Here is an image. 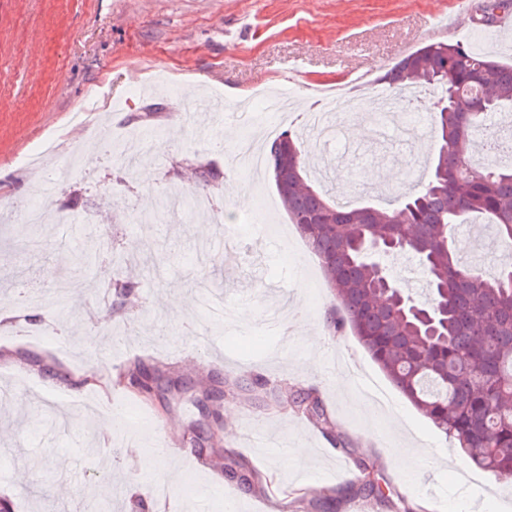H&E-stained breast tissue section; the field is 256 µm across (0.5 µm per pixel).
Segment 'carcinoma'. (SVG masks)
Segmentation results:
<instances>
[{
  "instance_id": "1",
  "label": "carcinoma",
  "mask_w": 512,
  "mask_h": 512,
  "mask_svg": "<svg viewBox=\"0 0 512 512\" xmlns=\"http://www.w3.org/2000/svg\"><path fill=\"white\" fill-rule=\"evenodd\" d=\"M491 81L493 97L480 95ZM396 89L436 85L441 94L429 119L441 145L413 188L378 207L348 208L335 192L311 179L303 137L288 129L263 147L265 166L282 206L318 259L339 314L390 383L458 444L480 469L512 483V257L487 275L462 260L450 231L478 214L496 240L512 245V165H471L468 147L503 104L512 103V63L459 44L431 43L405 55L383 75ZM181 168L206 185L221 173L187 158ZM396 246L373 250L374 240ZM418 258L426 297L413 299L380 262L386 254ZM157 377L144 362L120 372L114 385L146 400ZM279 405L332 432L333 421L315 391L279 396ZM226 472L260 484L249 462L232 456ZM354 488L383 495L371 467L359 465Z\"/></svg>"
}]
</instances>
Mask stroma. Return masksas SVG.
Returning <instances> with one entry per match:
<instances>
[{
	"instance_id": "stroma-1",
	"label": "stroma",
	"mask_w": 512,
	"mask_h": 512,
	"mask_svg": "<svg viewBox=\"0 0 512 512\" xmlns=\"http://www.w3.org/2000/svg\"><path fill=\"white\" fill-rule=\"evenodd\" d=\"M474 0H0V193L20 204L44 200L52 215L21 224L0 217V285L8 293L36 290L37 303L11 304L12 319L35 314L26 335L0 330V491L20 512H132L148 496L153 512H322L316 494L336 498L332 512H512V487L477 472L388 382L351 332L325 323L335 300L317 259L281 206L265 175L234 171L231 154L244 134H255L251 113L198 111L193 93L251 96L261 86L294 84L300 97L317 82H341L350 67L383 75L404 45L430 43L428 27L457 14L461 29L449 43L512 62V36L475 33ZM305 70L288 80V63ZM100 100L99 120L113 136L155 130L161 148L141 170L100 160L70 133V110ZM151 113L149 124L135 114ZM340 143L308 148L334 170L348 206L378 181L385 195L415 183L407 169L425 170L439 149L428 118L405 139L387 126L355 137L359 120L335 113ZM207 123L209 140L195 137ZM48 137L62 151L81 149L75 171L63 162L34 176L23 157ZM211 164L223 175L211 188L222 223L173 209L154 224H135L127 205L155 213L171 188L199 190L185 158ZM158 263L144 272L139 257ZM137 282L114 306L113 280ZM319 327L317 338L293 327V318ZM208 325L224 341L225 362L210 360L189 343L192 325ZM360 371L390 403L363 410L337 359ZM157 366L162 398L125 400L133 427L110 431L111 380L135 360ZM92 373L96 404L77 410L64 378ZM294 388L321 395L336 428L323 433L307 418L273 406ZM219 394L225 415L216 441L222 454L245 456L276 491L225 476L219 463L201 460L197 481H185L182 499H162L166 470H185L191 429L206 396ZM38 422H31V413ZM280 438L285 454L250 446L254 425ZM172 436L181 453L163 460L146 446ZM422 455L416 478H401L395 448ZM393 487L389 500L365 498L347 487L360 463Z\"/></svg>"
}]
</instances>
